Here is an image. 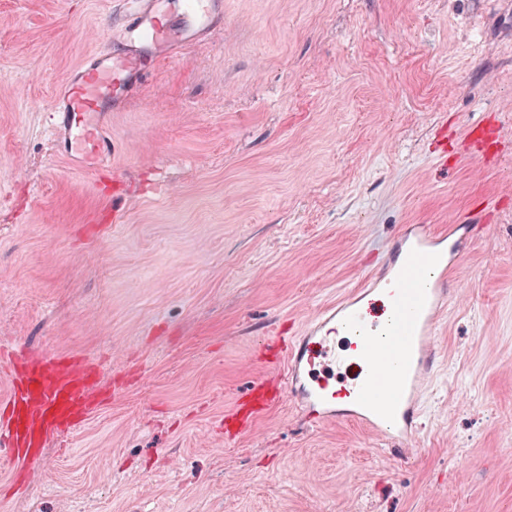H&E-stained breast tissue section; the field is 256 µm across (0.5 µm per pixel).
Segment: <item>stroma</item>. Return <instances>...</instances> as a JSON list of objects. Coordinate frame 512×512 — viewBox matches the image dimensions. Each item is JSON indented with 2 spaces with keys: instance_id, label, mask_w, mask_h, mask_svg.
Segmentation results:
<instances>
[{
  "instance_id": "stroma-1",
  "label": "stroma",
  "mask_w": 512,
  "mask_h": 512,
  "mask_svg": "<svg viewBox=\"0 0 512 512\" xmlns=\"http://www.w3.org/2000/svg\"><path fill=\"white\" fill-rule=\"evenodd\" d=\"M223 24L112 115V170L52 156L55 90L110 0H0V339L80 355L100 411L0 512H512V0H212ZM125 180L119 218L106 204ZM488 206L433 338L416 452L290 400L225 440L260 340L359 287L408 224ZM469 147L482 156H494L500 152V146L507 138L502 128H475L469 134Z\"/></svg>"
}]
</instances>
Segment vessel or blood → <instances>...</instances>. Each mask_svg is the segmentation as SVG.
I'll return each mask as SVG.
<instances>
[{
  "label": "vessel or blood",
  "instance_id": "vessel-or-blood-1",
  "mask_svg": "<svg viewBox=\"0 0 512 512\" xmlns=\"http://www.w3.org/2000/svg\"><path fill=\"white\" fill-rule=\"evenodd\" d=\"M119 2L129 10L124 50L84 56L49 114L54 152L78 172L111 171L112 114L125 106L143 60L185 53L219 24L207 0H179L163 11L157 0ZM468 137L474 153L494 156L505 134L499 127L475 128ZM482 219L474 214L471 223L449 225L443 234L409 225L375 274L322 308L297 335L263 336L266 371L225 412V437L247 432L286 398L314 427L344 419L395 446L418 434L437 360L432 336ZM0 376L10 386L0 399V457L18 472L41 464L45 448L101 407L91 393L93 368L60 356L34 360L4 340Z\"/></svg>",
  "mask_w": 512,
  "mask_h": 512
}]
</instances>
